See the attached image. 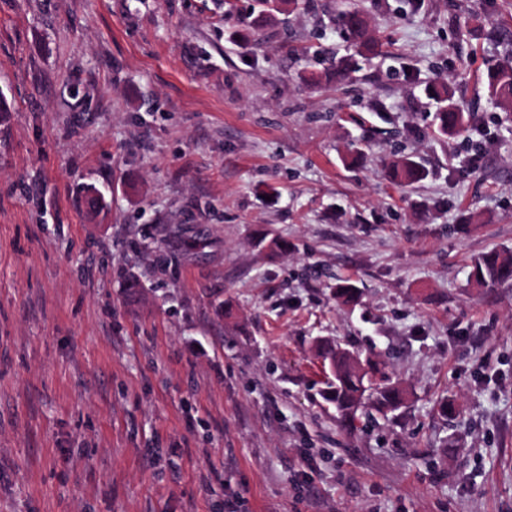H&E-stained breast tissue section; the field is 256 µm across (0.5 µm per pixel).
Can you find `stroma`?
<instances>
[{
    "label": "stroma",
    "instance_id": "obj_1",
    "mask_svg": "<svg viewBox=\"0 0 512 512\" xmlns=\"http://www.w3.org/2000/svg\"><path fill=\"white\" fill-rule=\"evenodd\" d=\"M348 2L387 47L338 87L336 0H0V512H512V285L471 279L512 251V0ZM320 337L393 418L342 429ZM487 89L489 96L497 106L512 105V64L496 62L487 69ZM426 91L438 105L435 113L436 132L443 137H448V134H461L465 130L464 112L454 102L447 83L441 81L439 84L427 88ZM425 165L410 154L397 153L388 166V176L396 183L414 185L427 178ZM340 344L332 340H320L315 346L317 358L330 376L325 377L320 391L322 398L335 406L336 412L347 431L356 425L357 413L370 407L383 417L396 411L405 399L404 391L392 383L377 363L371 359L352 362ZM334 370V374H332ZM380 373V378L377 374Z\"/></svg>",
    "mask_w": 512,
    "mask_h": 512
}]
</instances>
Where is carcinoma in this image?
I'll return each instance as SVG.
<instances>
[{"instance_id": "1", "label": "carcinoma", "mask_w": 512, "mask_h": 512, "mask_svg": "<svg viewBox=\"0 0 512 512\" xmlns=\"http://www.w3.org/2000/svg\"><path fill=\"white\" fill-rule=\"evenodd\" d=\"M260 6L259 21L273 20L279 4L298 7V0H256ZM337 21L353 41L355 52L341 58L328 79L342 82L359 69V60H367L380 52L381 44L369 37L367 20L355 7L345 5L336 13ZM487 89L494 103L507 108L512 105V64L496 62L487 69ZM427 94L437 103L436 132L446 137L459 135L465 130L464 112L453 100L447 83L440 82L427 88ZM425 165L410 154L398 153L388 166L389 178L399 184L414 185L427 178ZM475 282L484 287H495L512 281V252H493L479 259L473 268ZM336 298L345 304H354L359 290L348 282L336 285ZM317 358L324 368L332 371L325 378L320 391L322 398L335 406L346 430L355 428L357 413L364 407L382 416L397 410L405 399L404 391L392 383L385 373L379 372L377 363L370 359L356 363L349 352L332 340H320L315 346Z\"/></svg>"}]
</instances>
